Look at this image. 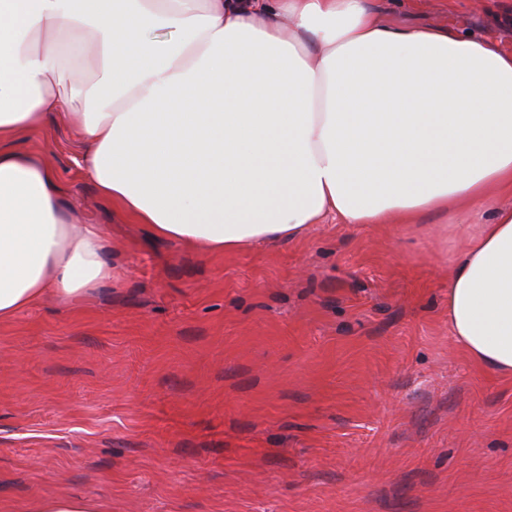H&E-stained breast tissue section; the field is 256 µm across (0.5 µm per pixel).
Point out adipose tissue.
<instances>
[{
	"instance_id": "adipose-tissue-1",
	"label": "adipose tissue",
	"mask_w": 512,
	"mask_h": 512,
	"mask_svg": "<svg viewBox=\"0 0 512 512\" xmlns=\"http://www.w3.org/2000/svg\"><path fill=\"white\" fill-rule=\"evenodd\" d=\"M49 112L113 210L202 253L460 213L448 332L512 379L511 51L370 0H0V323L114 276L102 228L11 148Z\"/></svg>"
}]
</instances>
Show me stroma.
I'll use <instances>...</instances> for the list:
<instances>
[{
    "instance_id": "obj_1",
    "label": "stroma",
    "mask_w": 512,
    "mask_h": 512,
    "mask_svg": "<svg viewBox=\"0 0 512 512\" xmlns=\"http://www.w3.org/2000/svg\"><path fill=\"white\" fill-rule=\"evenodd\" d=\"M374 3L512 49L494 0ZM14 147L103 225L117 276L0 324V512H512V379L448 334L454 217L203 254L113 213L75 127L49 115ZM37 512H99V508L87 499L55 497L40 502Z\"/></svg>"
}]
</instances>
